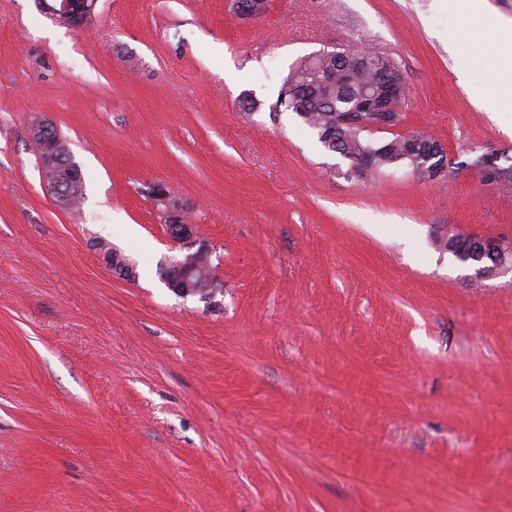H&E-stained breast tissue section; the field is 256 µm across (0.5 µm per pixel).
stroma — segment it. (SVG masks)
Listing matches in <instances>:
<instances>
[{
    "mask_svg": "<svg viewBox=\"0 0 512 512\" xmlns=\"http://www.w3.org/2000/svg\"><path fill=\"white\" fill-rule=\"evenodd\" d=\"M512 0H99L93 30L0 0V512H512ZM395 59L400 120L447 172L362 177L277 98L323 48ZM470 61L458 73L456 61ZM259 103L240 109L245 96ZM47 116L84 178L54 203ZM192 211L217 288L183 297L153 200ZM109 242L136 265L100 259ZM471 242L472 245H468ZM447 249L459 261L475 266L477 279L512 272V246L509 238L487 239L456 235Z\"/></svg>",
    "mask_w": 512,
    "mask_h": 512,
    "instance_id": "stroma-1",
    "label": "stroma"
}]
</instances>
